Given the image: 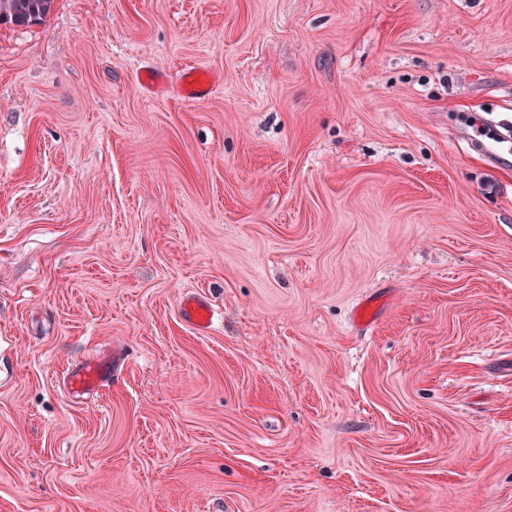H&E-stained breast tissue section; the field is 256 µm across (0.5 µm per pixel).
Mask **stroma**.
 Instances as JSON below:
<instances>
[{"instance_id":"stroma-1","label":"stroma","mask_w":512,"mask_h":512,"mask_svg":"<svg viewBox=\"0 0 512 512\" xmlns=\"http://www.w3.org/2000/svg\"><path fill=\"white\" fill-rule=\"evenodd\" d=\"M511 100L512 0L0 26V512H512V166L456 136ZM216 82L208 75L191 70L186 73L184 84V97L199 99L213 93ZM179 315L196 333L207 334L213 325L214 304L206 294L198 290H187L181 296ZM130 356L127 349L112 347V354L103 353L80 361L77 367L66 373L67 391L81 400L93 398L109 381L120 377L121 372L118 374L117 371Z\"/></svg>"}]
</instances>
